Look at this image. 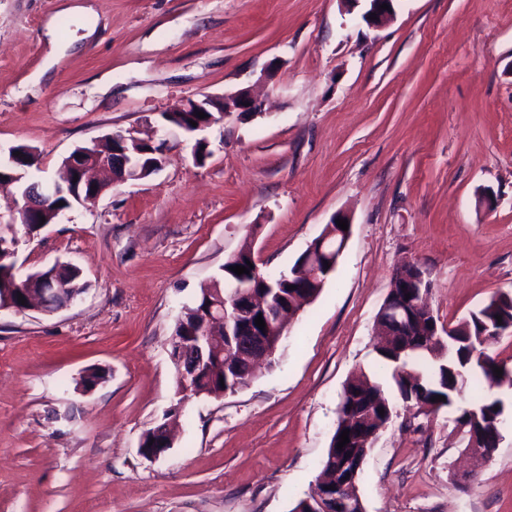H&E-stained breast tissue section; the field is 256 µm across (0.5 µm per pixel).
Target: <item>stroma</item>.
Masks as SVG:
<instances>
[{"label":"stroma","instance_id":"35a3bbf8","mask_svg":"<svg viewBox=\"0 0 512 512\" xmlns=\"http://www.w3.org/2000/svg\"><path fill=\"white\" fill-rule=\"evenodd\" d=\"M0 0V151L38 149L53 181L118 129L167 139L164 168L76 204L21 243L88 289L57 312L0 311V512H291L321 470L346 380L388 382L376 315L419 264L440 327L512 292V0ZM251 89L264 107L208 133L160 130L187 100ZM351 233L277 363L236 393L181 401L172 332L251 241L288 270L325 224ZM90 367L106 379L76 383ZM507 423L473 482L457 406L396 402L358 482L366 512H512ZM177 413L166 457L142 434Z\"/></svg>","mask_w":512,"mask_h":512}]
</instances>
